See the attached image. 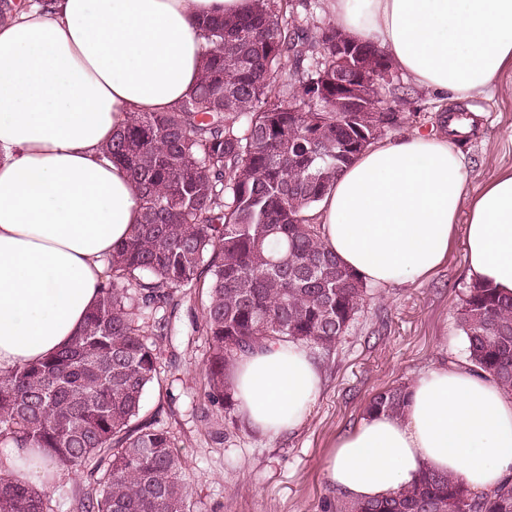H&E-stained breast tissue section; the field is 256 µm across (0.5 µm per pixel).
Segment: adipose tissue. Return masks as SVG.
I'll use <instances>...</instances> for the list:
<instances>
[{
	"mask_svg": "<svg viewBox=\"0 0 512 512\" xmlns=\"http://www.w3.org/2000/svg\"><path fill=\"white\" fill-rule=\"evenodd\" d=\"M252 0H48L0 23V374L67 346L98 300L115 245L140 220L135 188L101 150L142 112L177 107L205 53L197 21ZM337 26L383 50L441 102L512 69V0H329ZM452 120L370 146L316 209L328 247L368 283L428 277L456 231L473 282L512 298V171L466 193ZM466 225H459L460 211ZM322 376L311 347L276 340L231 369L239 410L276 437L303 425ZM492 492L512 478V392L468 364L429 369L397 414H366L333 447L327 482L381 500L422 470Z\"/></svg>",
	"mask_w": 512,
	"mask_h": 512,
	"instance_id": "obj_1",
	"label": "adipose tissue"
}]
</instances>
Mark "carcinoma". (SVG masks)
Here are the masks:
<instances>
[{
	"label": "carcinoma",
	"instance_id": "carcinoma-1",
	"mask_svg": "<svg viewBox=\"0 0 512 512\" xmlns=\"http://www.w3.org/2000/svg\"><path fill=\"white\" fill-rule=\"evenodd\" d=\"M295 9L293 0H253L246 14L199 25L206 53L194 89L172 111L137 115L104 151L134 183L141 222L113 249L82 332L43 361L0 374V444L86 472L71 491L77 512H192L169 432L158 417L141 418L146 390L161 382L158 353L177 291L208 289L204 417L234 409L225 373L238 355L281 338L329 353L368 295L313 212L343 168L407 116L398 100L379 98L388 84L380 73L394 68L368 42L358 47L375 77L370 107L314 108L310 93L343 72L336 39L346 35L331 22L302 26ZM287 59L293 67L280 79ZM456 321L474 370L511 392L512 299L472 284ZM406 390L376 393L367 411L400 410ZM47 503L43 490L0 471V512H47ZM324 509L512 512V480L476 495L423 470L388 499L338 498Z\"/></svg>",
	"mask_w": 512,
	"mask_h": 512
}]
</instances>
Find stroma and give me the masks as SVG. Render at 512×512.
Listing matches in <instances>:
<instances>
[{
    "label": "stroma",
    "instance_id": "1",
    "mask_svg": "<svg viewBox=\"0 0 512 512\" xmlns=\"http://www.w3.org/2000/svg\"><path fill=\"white\" fill-rule=\"evenodd\" d=\"M409 90L416 117L385 132L393 140L420 131L438 133L442 112L434 94L395 73L383 98ZM474 115L471 132L455 141L464 160L466 191L477 195L500 172L512 170V72L462 106ZM470 285L462 237L429 277L372 287L358 320L330 354L318 353L322 390L303 426L275 438L257 434L242 416L202 418L209 344L195 332L208 293L182 289L174 331L161 344V381L144 398L143 417L159 415L184 463L193 512H322L337 492L325 477L339 435L354 428L371 397L415 380L426 370L466 359L456 310Z\"/></svg>",
    "mask_w": 512,
    "mask_h": 512
}]
</instances>
